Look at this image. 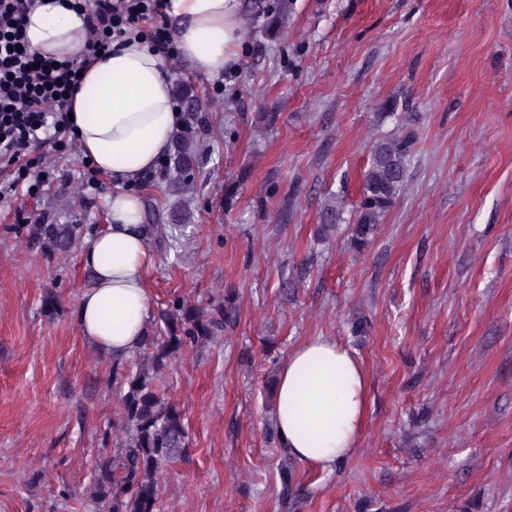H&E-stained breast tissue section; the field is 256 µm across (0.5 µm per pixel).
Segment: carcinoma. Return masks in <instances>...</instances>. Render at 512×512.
I'll return each mask as SVG.
<instances>
[{
  "label": "carcinoma",
  "mask_w": 512,
  "mask_h": 512,
  "mask_svg": "<svg viewBox=\"0 0 512 512\" xmlns=\"http://www.w3.org/2000/svg\"><path fill=\"white\" fill-rule=\"evenodd\" d=\"M248 16L273 26L286 10L275 0H250ZM192 127L174 140L168 165L177 172L190 170L196 157L190 139ZM413 139L399 137L378 142L362 175V199L352 232L354 245L367 243L385 213L408 184L407 158ZM77 228L71 224H37L34 239L55 251L67 249ZM234 317L231 295L207 307L175 299L159 315L155 330L137 347L135 364L113 365L125 387L120 397L121 438L111 452L99 457L90 496L99 512H157L159 485L168 463L186 447V429L180 410L163 398L156 379L192 345L213 335Z\"/></svg>",
  "instance_id": "1"
}]
</instances>
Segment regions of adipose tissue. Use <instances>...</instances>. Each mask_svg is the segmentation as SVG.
<instances>
[{
    "mask_svg": "<svg viewBox=\"0 0 512 512\" xmlns=\"http://www.w3.org/2000/svg\"><path fill=\"white\" fill-rule=\"evenodd\" d=\"M165 3L178 22L174 39L188 62L216 73L235 59L243 39L241 0ZM24 29L33 50L60 59L79 57L86 38L82 13L66 0H43L26 14ZM171 85L165 56L143 36L129 35L85 67L68 109L82 156L117 180L108 201L111 222L83 250L93 284L76 314L81 334L115 356L131 354L146 332L152 314L147 274L155 262L141 228L142 202L122 183L153 169L168 153L181 123ZM366 393L364 368L343 344L318 337L297 345L277 383L282 448L333 472L357 445Z\"/></svg>",
    "mask_w": 512,
    "mask_h": 512,
    "instance_id": "obj_1",
    "label": "adipose tissue"
}]
</instances>
